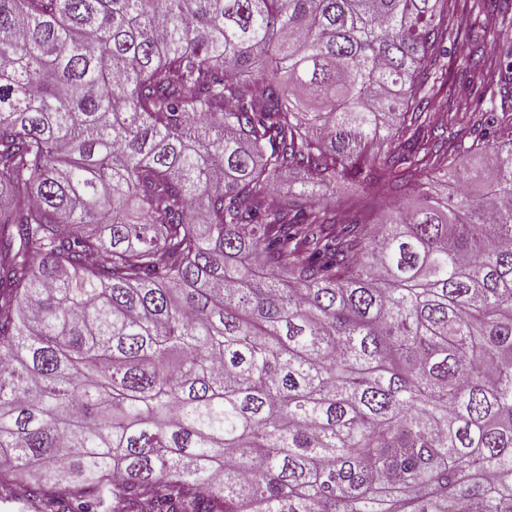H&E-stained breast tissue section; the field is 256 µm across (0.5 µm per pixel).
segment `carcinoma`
<instances>
[{"mask_svg": "<svg viewBox=\"0 0 512 512\" xmlns=\"http://www.w3.org/2000/svg\"><path fill=\"white\" fill-rule=\"evenodd\" d=\"M450 38L448 0H0L1 499L512 512V138L480 90L484 180L436 119Z\"/></svg>", "mask_w": 512, "mask_h": 512, "instance_id": "1", "label": "carcinoma"}]
</instances>
